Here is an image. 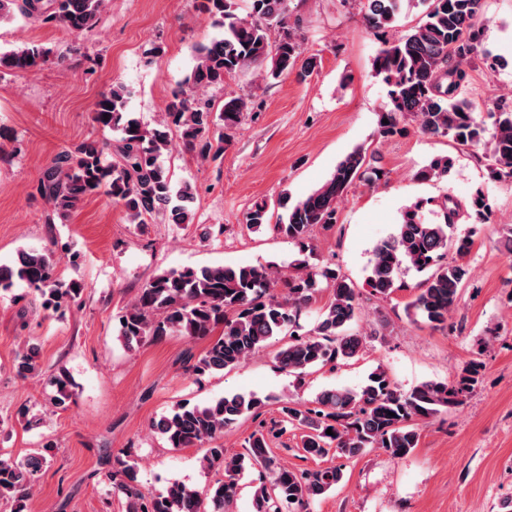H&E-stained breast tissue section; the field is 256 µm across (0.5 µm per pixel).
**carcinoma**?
Here are the masks:
<instances>
[{"mask_svg":"<svg viewBox=\"0 0 512 512\" xmlns=\"http://www.w3.org/2000/svg\"><path fill=\"white\" fill-rule=\"evenodd\" d=\"M401 2L366 0L365 24L376 32L390 26ZM484 2L426 0L423 17L403 37L381 41L373 70L390 91L382 113L388 123H379V135L388 138L402 132L401 123L412 117L426 136L447 138L460 147L483 148L480 159L489 177L512 183V108L494 106L487 113L488 125L477 119L464 95L468 69L483 56ZM105 4L106 0H0V23L21 16L80 37L95 29ZM201 7L214 18L220 34L193 47V66L185 79L188 89L173 91L162 119L150 127L129 111L127 87L112 85L94 103L91 119L104 130L119 132V143L114 147L106 141L82 142L41 170L36 191L50 207L48 222L67 219L85 199L104 193L124 209L133 224L193 223L189 204L196 189L188 182L175 183L161 155L178 145L203 161L217 158L224 152L229 133L241 124L242 114L254 108L251 100L241 96L226 97L216 108L195 93L222 86L225 77L252 66L260 68L265 80H277L295 70L304 79L314 72L316 57L302 58L298 35L288 27L289 0H249L246 18L238 14L236 0H202ZM276 29L282 34L273 43L270 33ZM63 60L52 48L31 42L0 51V73L30 74ZM450 166V158H434L418 171L417 178H443ZM378 172L366 152L356 147L305 198L291 204L288 196L281 197L279 207L288 212L287 217L271 224L270 206L262 200L247 213V225L258 230L271 224L305 252L313 227L337 223L338 204L349 186L357 180L374 183L381 179ZM421 209L420 203L407 209L395 231L375 245L368 285L372 295L387 298L404 287L403 266L426 274L406 307L407 314L421 317L435 329H446L470 275L463 258L473 245L470 236L456 234L454 229L465 215L487 220L491 207L478 190L466 207L446 198L441 204V222L426 221ZM60 262L61 256L52 249H22L11 264L0 266V291L22 282L40 293L45 308L62 313L80 302L84 286L59 279ZM275 276L270 267L250 265L162 272L139 290L119 316L118 336L131 348L172 335L205 339L218 330L219 336L198 358H187V370L199 376L221 372L242 365L271 337L296 327L302 309L324 287L329 298L313 332L288 336L276 354L280 367L300 376L359 355L366 337L349 332V327L357 319L361 297L348 277L328 265L309 269L301 264L288 276L287 292L277 296L271 293ZM37 358L35 346L19 355L14 363L16 374L25 378L38 372ZM482 367V362L472 360L456 381H426L408 393L400 392L380 367L359 392L325 390L309 403H287L281 407L279 424L302 431V449L313 458L331 453L352 458L373 449L403 458L419 445L418 421L460 405L477 383ZM50 384L53 405L66 407L71 399L67 373L59 371ZM261 405L259 398L241 394L206 405L184 402L155 424L168 447L204 448L203 468L222 470V477L203 494L174 481L164 492L147 495L142 491L137 462L119 456L104 473L105 481L125 497L127 512H230L241 476L260 466L271 480L254 490V512H280L283 505L293 512H307L312 499L342 480L341 466L288 468L272 455L269 433L262 429L250 434L244 452L230 455L224 449V432ZM329 428L330 435L326 434ZM52 450L53 444L45 443L21 461L0 456V499L12 503V512H26L35 476L48 463Z\"/></svg>","mask_w":512,"mask_h":512,"instance_id":"carcinoma-1","label":"carcinoma"}]
</instances>
